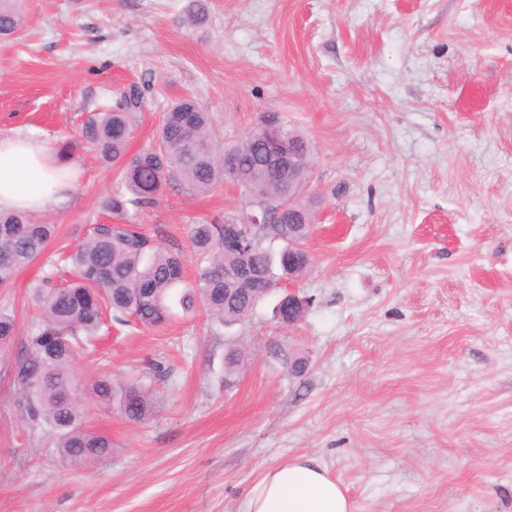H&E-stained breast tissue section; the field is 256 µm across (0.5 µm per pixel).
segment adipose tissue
I'll return each instance as SVG.
<instances>
[{
	"label": "adipose tissue",
	"instance_id": "obj_1",
	"mask_svg": "<svg viewBox=\"0 0 512 512\" xmlns=\"http://www.w3.org/2000/svg\"><path fill=\"white\" fill-rule=\"evenodd\" d=\"M71 164L49 143L17 132L0 135V211L40 212L70 198ZM244 512H353L342 484L316 459L299 456L265 471Z\"/></svg>",
	"mask_w": 512,
	"mask_h": 512
}]
</instances>
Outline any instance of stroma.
<instances>
[{
	"label": "stroma",
	"instance_id": "stroma-1",
	"mask_svg": "<svg viewBox=\"0 0 512 512\" xmlns=\"http://www.w3.org/2000/svg\"><path fill=\"white\" fill-rule=\"evenodd\" d=\"M184 3L26 0L0 45V133L73 143L70 200L41 215L73 247L111 220L116 168L80 137L99 105L144 88L132 154L185 96L228 145L276 114L313 152L311 261L293 281L313 305L292 326L271 296L228 328L198 311L104 331L75 372L85 425L114 448L80 468L26 428L0 357V512H242L298 456L354 512H512V0H208L194 33ZM240 207L229 183L176 186L136 219L192 280L190 225ZM41 272L0 288L20 334ZM158 364L142 421L88 389Z\"/></svg>",
	"mask_w": 512,
	"mask_h": 512
}]
</instances>
